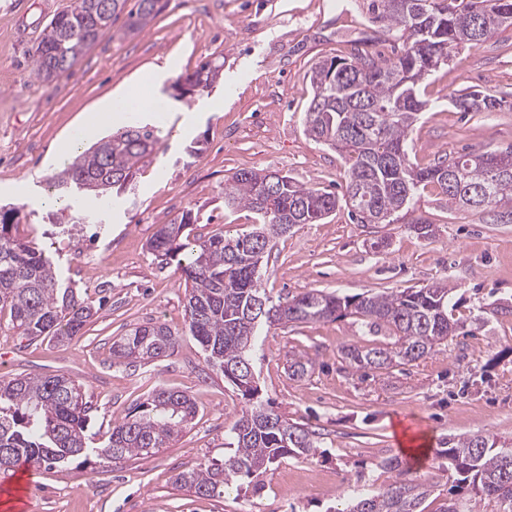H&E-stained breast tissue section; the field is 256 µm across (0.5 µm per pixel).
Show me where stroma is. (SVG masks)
Returning a JSON list of instances; mask_svg holds the SVG:
<instances>
[{
    "label": "stroma",
    "instance_id": "obj_1",
    "mask_svg": "<svg viewBox=\"0 0 512 512\" xmlns=\"http://www.w3.org/2000/svg\"><path fill=\"white\" fill-rule=\"evenodd\" d=\"M364 2L167 0L141 31L126 32L127 18L119 16L68 72L47 83L34 76L32 53L45 25L72 0H0V207L21 206L19 237L49 248L77 291L102 303L63 343L31 341L0 326V375L70 374L91 407L94 433L111 429L160 387L186 392L197 404L196 417L154 453L87 468L0 471V512L15 490L30 512H329L351 487L393 479L382 462L400 454L404 427L431 448L410 466L431 490L424 512H436L456 493L454 472L434 454L444 439H512V315L496 311L512 303V222L451 210L429 186L415 213L431 223L432 237L415 233L406 218L357 223L341 203L329 218L277 239L262 262V285L269 296L288 298L311 289L351 296L445 283L462 330L424 359L359 371L342 360V348L386 336L368 331L359 317L272 327L251 353L258 382L288 421L320 435L321 456L281 459L257 472L251 486L220 496L174 484L177 474L223 459L245 403L185 334L183 282L148 241L187 209L202 235L254 224L249 210L224 211V183L243 168L344 194V159L308 138L303 117L314 62L357 49L390 54L389 37ZM208 60L223 63L220 80L177 97V78ZM153 86L169 105L168 120L157 128L156 158L137 173L133 201L114 203L100 230L88 226L61 238L44 220L56 207L46 190L58 170L54 148L107 99ZM466 89L489 91L507 105L459 111L450 98ZM421 91L428 107L408 140L418 166L446 153L512 146V27L439 68ZM196 140L203 150L188 157L184 148ZM155 323L181 332L172 356L145 364L113 358L115 340ZM298 357L311 363L300 380L288 372Z\"/></svg>",
    "mask_w": 512,
    "mask_h": 512
}]
</instances>
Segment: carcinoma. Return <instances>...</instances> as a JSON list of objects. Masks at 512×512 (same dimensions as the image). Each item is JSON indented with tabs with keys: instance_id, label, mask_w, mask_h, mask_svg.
<instances>
[{
	"instance_id": "1",
	"label": "carcinoma",
	"mask_w": 512,
	"mask_h": 512,
	"mask_svg": "<svg viewBox=\"0 0 512 512\" xmlns=\"http://www.w3.org/2000/svg\"><path fill=\"white\" fill-rule=\"evenodd\" d=\"M367 0L372 19L392 40V55L356 51L312 64L308 77L313 97L304 113V131L348 161L345 202L360 224H395L399 214L415 208L421 189L431 184L455 210L499 207L512 215V148L502 152L446 154L428 167L411 162L409 133L428 106L423 82L452 60L458 48H476L497 30L512 26V0ZM72 0L57 13L35 48L33 72L51 82L74 64L83 50L109 32L128 12L131 31L144 29L166 7L165 0ZM224 64L206 62L174 83L191 94L211 87ZM462 112H492L503 99L467 90L451 99ZM155 128L134 120L100 139L48 180L59 198L120 197L132 189L141 164L156 154ZM336 194L304 186L276 171L243 168L224 184V210L246 208L257 215L249 231L226 237L192 235L197 217L187 210L161 224L148 242L160 263H176L185 281L186 323L201 346L205 362L219 370L248 402L230 434L233 453L224 460L179 473L174 483L200 496L243 488V479L286 457L310 460L318 452L316 433L283 417L259 397L249 352L263 328L288 323L334 321L347 314L366 319L369 327L386 326L391 342L349 346L342 359L356 369L381 370L394 362H416L435 351L461 325L452 317L445 284L404 288L383 294L338 296L310 290L272 303L262 287L256 261L264 259L277 238L298 224H316L338 206ZM102 211L82 207L68 223L101 220ZM18 207L0 208V313L19 335L31 340H68L98 312L93 301L65 284L46 251L17 235ZM267 302L268 318H256L255 297ZM180 334L164 324L138 326L112 344L119 360L151 362L172 355ZM196 403L181 391L160 387L113 424L98 442L86 435L90 407L81 385L66 373L0 376V469L19 464L33 469L91 458L117 460L148 454L166 446L195 417ZM454 470L460 497L437 512H478L493 502L512 512V448L494 436L473 434L448 439L437 449ZM397 472L391 483L371 494L351 498L334 512H424L428 487L407 477L397 456L387 460Z\"/></svg>"
}]
</instances>
